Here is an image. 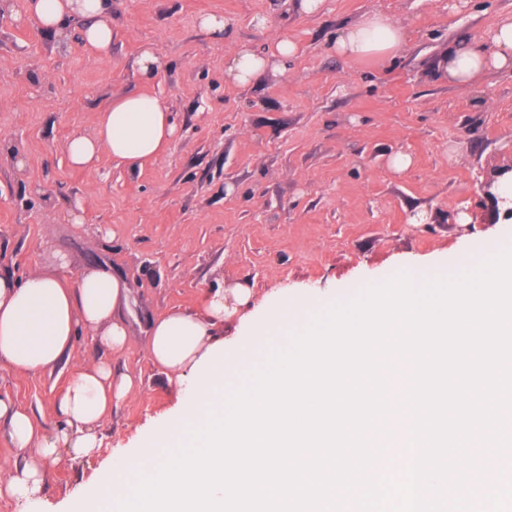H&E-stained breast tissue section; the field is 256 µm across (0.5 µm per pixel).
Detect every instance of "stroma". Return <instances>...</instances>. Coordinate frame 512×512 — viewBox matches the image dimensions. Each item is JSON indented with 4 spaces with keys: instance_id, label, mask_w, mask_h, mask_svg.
<instances>
[{
    "instance_id": "35a3bbf8",
    "label": "stroma",
    "mask_w": 512,
    "mask_h": 512,
    "mask_svg": "<svg viewBox=\"0 0 512 512\" xmlns=\"http://www.w3.org/2000/svg\"><path fill=\"white\" fill-rule=\"evenodd\" d=\"M373 12L408 32L395 62L336 58L337 29ZM210 14L223 17L222 38L198 27ZM510 15L512 0H325L311 15L294 0H112L106 58L78 40V24L57 36L16 11L0 16V273L55 270L62 252L68 279L104 266L130 297L123 353L81 331L56 368L0 365V395L34 409L51 435L71 376L103 360L142 379L97 426L98 454L65 448L47 466L41 512H70L112 451L139 447L179 406L182 391L151 360L149 320L199 312L210 292L238 284L258 310L287 296L349 301L397 266L451 275L460 251L512 239V221L487 223L478 190L512 162V70L470 86L436 70L458 38ZM284 38L299 46L287 68L246 86L227 78L240 47ZM147 45L166 62L149 85L137 66ZM145 92L177 125L161 156L69 165L72 138L91 135L116 98ZM398 154L405 170L390 165Z\"/></svg>"
}]
</instances>
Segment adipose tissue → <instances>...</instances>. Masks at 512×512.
<instances>
[{
    "mask_svg": "<svg viewBox=\"0 0 512 512\" xmlns=\"http://www.w3.org/2000/svg\"><path fill=\"white\" fill-rule=\"evenodd\" d=\"M25 9L50 33L61 35L70 22L80 24L83 44L99 56L112 47L111 0H26ZM406 33L391 18L374 13L336 33L330 48L347 60L384 62L394 58ZM298 47L288 39L259 48H242L234 55L227 73L239 85L260 77L267 69L287 67ZM512 68V18L502 20L487 38L473 42L459 39L439 63L444 76L460 84H475L487 69ZM176 126L168 108L152 94L120 97L99 113L92 135L71 139L66 147L71 166L86 168L101 152L135 165L165 152ZM252 293L248 286L218 290L206 299L203 315L173 311L148 324L153 362L165 370L169 382L184 386L186 396L143 448L108 458L95 478L91 512H107L117 495L128 494L130 472H152L162 447L176 448L182 431L206 424L207 411L225 417L222 394L231 376L252 367L273 338L287 332L301 334L310 320L312 299L283 300L272 304L262 317L243 315ZM128 306V286L120 276L91 269L75 281L58 272L28 275L18 281L0 275V362L26 371L58 366L73 351L79 329L95 332L100 343L115 353L127 347L128 327L123 311ZM242 315L245 334L232 344L217 332L226 319ZM135 379L97 364L71 377L57 402L63 426L54 435L43 433L33 411L17 408L0 397V427L25 457L10 478L0 483V496L35 512L43 502L45 467L56 461L61 449L88 456L100 448L95 428L113 403L124 399Z\"/></svg>",
    "mask_w": 512,
    "mask_h": 512,
    "instance_id": "adipose-tissue-1",
    "label": "adipose tissue"
}]
</instances>
